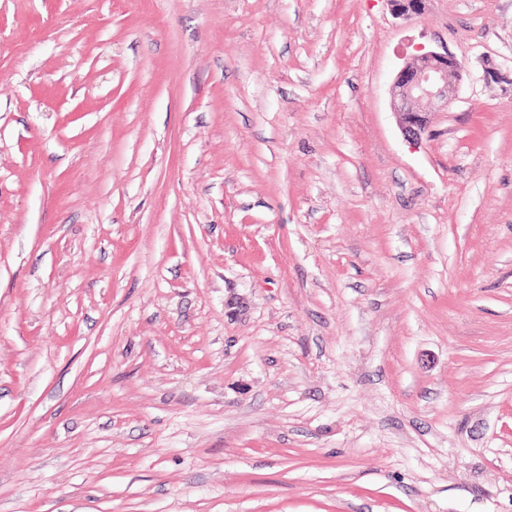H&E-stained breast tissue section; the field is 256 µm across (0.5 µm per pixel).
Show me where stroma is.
<instances>
[{
    "label": "stroma",
    "mask_w": 512,
    "mask_h": 512,
    "mask_svg": "<svg viewBox=\"0 0 512 512\" xmlns=\"http://www.w3.org/2000/svg\"><path fill=\"white\" fill-rule=\"evenodd\" d=\"M490 62L512 0H0V512H512ZM396 19L411 21L422 15L429 0H387ZM464 66L453 54L444 50L423 51L405 63L397 72L391 98L405 136L418 143L430 123L422 103L448 105V83L461 77Z\"/></svg>",
    "instance_id": "obj_1"
}]
</instances>
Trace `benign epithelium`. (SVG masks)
Segmentation results:
<instances>
[{
  "instance_id": "1",
  "label": "benign epithelium",
  "mask_w": 512,
  "mask_h": 512,
  "mask_svg": "<svg viewBox=\"0 0 512 512\" xmlns=\"http://www.w3.org/2000/svg\"><path fill=\"white\" fill-rule=\"evenodd\" d=\"M395 18L411 21L422 15L428 0H388ZM464 66L448 51H423L405 63L397 72L391 98L405 136L417 142L430 123L428 111L421 104H448V83L461 77ZM481 78L487 83H505L512 87V71H503L494 64L484 67Z\"/></svg>"
}]
</instances>
